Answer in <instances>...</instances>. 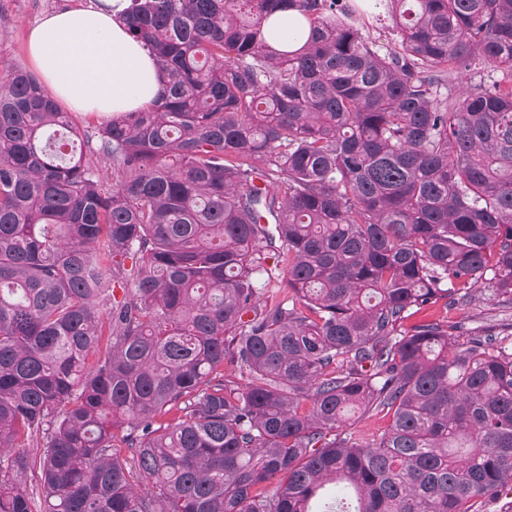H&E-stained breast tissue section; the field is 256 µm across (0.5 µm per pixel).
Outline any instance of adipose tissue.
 <instances>
[{
  "label": "adipose tissue",
  "instance_id": "1",
  "mask_svg": "<svg viewBox=\"0 0 512 512\" xmlns=\"http://www.w3.org/2000/svg\"><path fill=\"white\" fill-rule=\"evenodd\" d=\"M127 0H98L46 16L28 36L42 84L71 111L109 116L155 104L165 83L157 61L128 34Z\"/></svg>",
  "mask_w": 512,
  "mask_h": 512
}]
</instances>
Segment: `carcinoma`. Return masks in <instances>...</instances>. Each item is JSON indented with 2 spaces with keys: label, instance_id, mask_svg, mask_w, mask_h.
<instances>
[{
  "label": "carcinoma",
  "instance_id": "cac0c4a2",
  "mask_svg": "<svg viewBox=\"0 0 512 512\" xmlns=\"http://www.w3.org/2000/svg\"><path fill=\"white\" fill-rule=\"evenodd\" d=\"M373 8L385 50L346 0H129L165 95L93 133L11 74L0 512H473L512 486V334L429 314L512 304V0ZM477 68L504 76L454 89ZM379 9L359 11L353 15L355 26L361 29L362 33L368 35L376 45L387 46L394 38L391 34L392 23L389 18L378 20ZM295 15L296 13L294 12H288L274 16L268 21V27L275 32L273 41L280 50L288 51L296 48L293 29L296 24L303 23L294 17Z\"/></svg>",
  "mask_w": 512,
  "mask_h": 512
}]
</instances>
